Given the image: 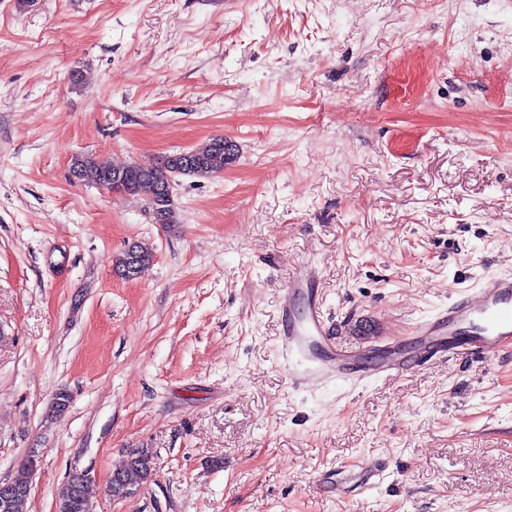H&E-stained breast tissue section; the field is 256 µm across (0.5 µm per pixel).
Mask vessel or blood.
Returning a JSON list of instances; mask_svg holds the SVG:
<instances>
[{
    "mask_svg": "<svg viewBox=\"0 0 512 512\" xmlns=\"http://www.w3.org/2000/svg\"><path fill=\"white\" fill-rule=\"evenodd\" d=\"M303 298L305 312L295 316L291 305ZM282 314L284 341L296 364L288 371L292 385L336 379L350 382L382 377L393 378L419 367L426 357L468 360L488 358L512 349V276L490 274L477 297H459L436 315L416 324L406 341V350L389 351L376 364L357 363L337 347L321 319V303L306 279L300 278L286 290ZM383 476L381 466L365 461L350 476L352 483L368 489Z\"/></svg>",
    "mask_w": 512,
    "mask_h": 512,
    "instance_id": "1",
    "label": "vessel or blood"
}]
</instances>
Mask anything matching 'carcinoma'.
<instances>
[{
  "instance_id": "cac0c4a2",
  "label": "carcinoma",
  "mask_w": 512,
  "mask_h": 512,
  "mask_svg": "<svg viewBox=\"0 0 512 512\" xmlns=\"http://www.w3.org/2000/svg\"><path fill=\"white\" fill-rule=\"evenodd\" d=\"M228 140L222 136L214 137L207 142L189 150L171 155L165 163L145 166L138 163L114 165L107 160H96L91 157L74 158L70 170L78 172L77 181L91 180L108 190L112 185V173L120 172L140 190L148 193L146 211L155 224H173L176 222V205L157 196L154 187L174 181L176 176H194L207 178L224 171L229 158H237V148H232L231 157L224 156V144ZM151 248L142 242L132 243V248L124 250L115 262L118 273L135 268L139 275L152 260ZM116 474L119 481L110 482L107 494L115 496L121 489L141 488L152 474V455L144 448L133 449ZM69 504L65 512H87L86 505L90 502V484L78 479L69 482Z\"/></svg>"
}]
</instances>
